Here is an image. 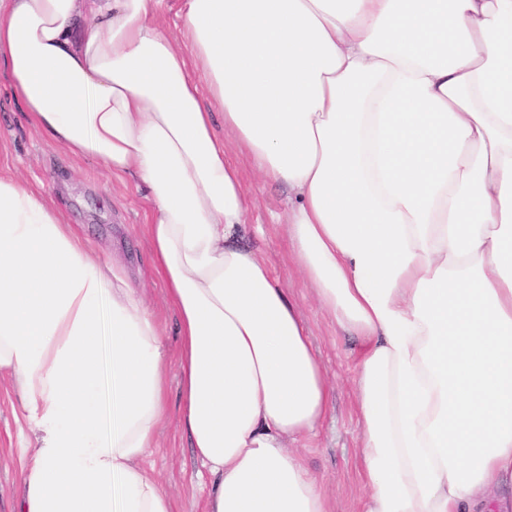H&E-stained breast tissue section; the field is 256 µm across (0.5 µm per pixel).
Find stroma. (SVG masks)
<instances>
[{
  "label": "stroma",
  "mask_w": 512,
  "mask_h": 512,
  "mask_svg": "<svg viewBox=\"0 0 512 512\" xmlns=\"http://www.w3.org/2000/svg\"><path fill=\"white\" fill-rule=\"evenodd\" d=\"M254 205L245 219L243 242L268 261L274 278L299 301L311 340L333 385L330 408L315 437L298 445L305 465L327 500L328 512H363L367 490L360 475L359 415L355 388L361 344L318 307L298 271L282 223L286 185L260 179L242 165ZM0 175L15 176L42 191L102 257L125 264L143 288L169 351L178 347L177 318L158 277L148 238L151 205L145 190L129 176L118 178L94 161L70 156L27 121L10 86L0 82ZM178 366H169L166 417L149 458L173 512H202L197 490L199 464L180 426ZM20 401L0 380V512H14L21 492L15 450Z\"/></svg>",
  "instance_id": "stroma-1"
}]
</instances>
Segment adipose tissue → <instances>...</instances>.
<instances>
[{
    "instance_id": "1",
    "label": "adipose tissue",
    "mask_w": 512,
    "mask_h": 512,
    "mask_svg": "<svg viewBox=\"0 0 512 512\" xmlns=\"http://www.w3.org/2000/svg\"><path fill=\"white\" fill-rule=\"evenodd\" d=\"M163 3L0 0V71L33 128L153 204L206 512H328L290 447L332 386L297 300L240 242L232 143L287 184L296 266L363 344L365 512H486L512 491V0H182L183 50ZM168 362L126 268L0 176L16 512H172L145 465ZM167 2V8L160 14L159 24L169 36L174 38L179 48L186 49V44L181 37V20L176 15L179 1L168 0Z\"/></svg>"
}]
</instances>
